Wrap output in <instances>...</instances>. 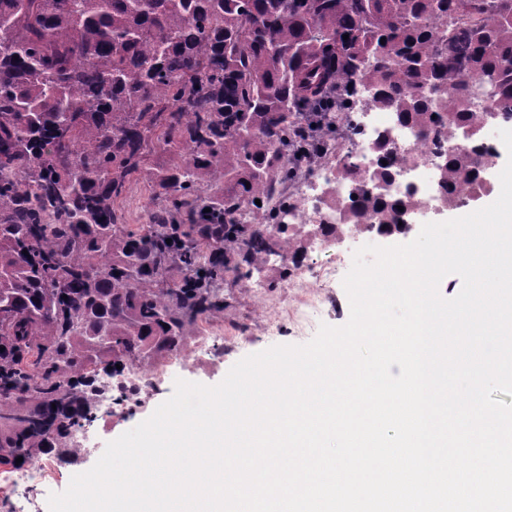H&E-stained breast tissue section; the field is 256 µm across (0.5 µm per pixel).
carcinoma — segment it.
I'll return each mask as SVG.
<instances>
[{
  "label": "carcinoma",
  "instance_id": "obj_1",
  "mask_svg": "<svg viewBox=\"0 0 512 512\" xmlns=\"http://www.w3.org/2000/svg\"><path fill=\"white\" fill-rule=\"evenodd\" d=\"M0 22V465L78 454L101 379L178 350L228 306L215 285L290 245L291 197L267 199L357 134L359 89L427 137L469 121L472 80L512 115V0H0ZM157 148L181 159L149 172L152 222L118 223ZM493 165L448 156L447 207ZM399 205L422 201L365 189L346 214L390 229Z\"/></svg>",
  "mask_w": 512,
  "mask_h": 512
}]
</instances>
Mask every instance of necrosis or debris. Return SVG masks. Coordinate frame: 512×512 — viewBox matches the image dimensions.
I'll use <instances>...</instances> for the list:
<instances>
[{"instance_id": "4bbe7bcc", "label": "necrosis or debris", "mask_w": 512, "mask_h": 512, "mask_svg": "<svg viewBox=\"0 0 512 512\" xmlns=\"http://www.w3.org/2000/svg\"><path fill=\"white\" fill-rule=\"evenodd\" d=\"M355 118L361 131L346 142L344 150L357 157L362 167L378 166L374 139L382 132L387 133L392 151L404 159L403 164L395 166L387 182L389 197L401 198L413 191L427 207L444 205L445 194L438 185V168L432 162L433 145L421 140L411 127L395 124L391 113L362 106L356 110ZM350 190V184L340 179L337 164L332 159L325 161L312 176L293 185L295 208L287 216L288 235L303 238L306 257L295 264L290 252L280 251L268 259L273 267L285 263L291 266L289 304L281 305L270 297L269 284L263 273H256L240 283L241 288L256 300L257 320L265 339H276L285 329L297 337L308 335L329 303V289L346 265L345 252L337 248L339 240L368 232L366 225L348 223L345 214L333 204L334 199L347 196ZM246 341L243 333L226 336L205 326L192 337L179 360L220 364L224 361L226 347H238ZM173 367L174 363L170 361L137 362L128 368L121 382L101 379L99 412L120 416L134 412L143 395L159 390L167 383Z\"/></svg>"}]
</instances>
